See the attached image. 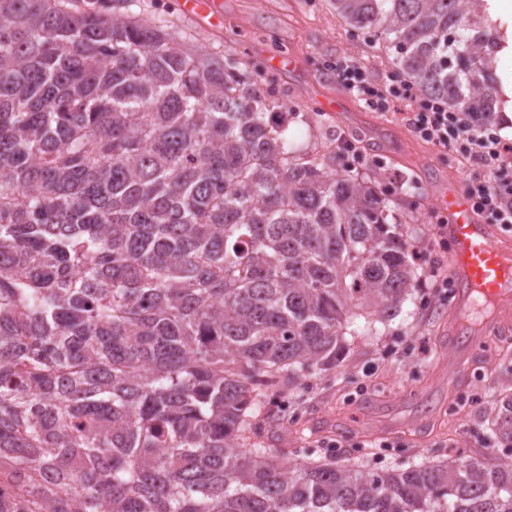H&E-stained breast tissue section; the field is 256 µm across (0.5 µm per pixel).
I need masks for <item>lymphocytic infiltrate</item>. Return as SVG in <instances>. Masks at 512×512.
Here are the masks:
<instances>
[{
  "label": "lymphocytic infiltrate",
  "mask_w": 512,
  "mask_h": 512,
  "mask_svg": "<svg viewBox=\"0 0 512 512\" xmlns=\"http://www.w3.org/2000/svg\"><path fill=\"white\" fill-rule=\"evenodd\" d=\"M336 79L366 104L405 106L412 132L441 151L468 156L473 169L466 180V194L487 223L512 226V143L499 133L500 123L475 122L471 113L452 112L435 99L419 97L404 77L379 84L368 79L353 58L336 64Z\"/></svg>",
  "instance_id": "1"
}]
</instances>
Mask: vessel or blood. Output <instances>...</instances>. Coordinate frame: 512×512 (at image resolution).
Segmentation results:
<instances>
[{
  "instance_id": "vessel-or-blood-1",
  "label": "vessel or blood",
  "mask_w": 512,
  "mask_h": 512,
  "mask_svg": "<svg viewBox=\"0 0 512 512\" xmlns=\"http://www.w3.org/2000/svg\"><path fill=\"white\" fill-rule=\"evenodd\" d=\"M181 11L206 27L224 25L220 0H180ZM448 214L438 232L450 246V277L456 288L453 329L465 348L477 345L470 315L477 299L496 306L512 302V249L501 241L494 225L479 217L467 195L449 191L442 201Z\"/></svg>"
}]
</instances>
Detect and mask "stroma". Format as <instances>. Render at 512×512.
I'll return each instance as SVG.
<instances>
[{
	"mask_svg": "<svg viewBox=\"0 0 512 512\" xmlns=\"http://www.w3.org/2000/svg\"><path fill=\"white\" fill-rule=\"evenodd\" d=\"M222 2L220 30L186 18L179 0H133L131 10L166 17L172 34L203 43L211 52L256 63L260 91L275 87L285 105L323 114L318 128L290 123L295 143L318 155L333 144L340 169H358L369 160L388 180H409L406 200L419 219L421 303H405L376 336L364 335L363 320H356L359 336L348 372L317 376L285 398L299 424L281 432V443L300 457L336 442L343 458L375 470L405 468L422 456L503 454L487 413L512 391V313L501 316L504 333L485 336L495 353L475 354L467 379L457 380L454 353L444 339L454 290L434 285L449 275V245L437 231L443 213L436 201L448 189L464 190L471 162L420 140L401 114L367 106L337 83L332 69L343 56L355 58L380 82L392 76L394 67L385 43L350 37L331 0ZM282 54L295 60L294 69L275 68L274 59ZM326 102L335 103V111L323 112ZM383 441L391 451L379 458L370 455V448Z\"/></svg>",
	"mask_w": 512,
	"mask_h": 512,
	"instance_id": "obj_1",
	"label": "stroma"
}]
</instances>
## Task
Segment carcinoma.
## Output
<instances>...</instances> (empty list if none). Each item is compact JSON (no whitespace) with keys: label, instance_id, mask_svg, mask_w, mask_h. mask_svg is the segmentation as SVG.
Here are the masks:
<instances>
[{"label":"carcinoma","instance_id":"obj_1","mask_svg":"<svg viewBox=\"0 0 512 512\" xmlns=\"http://www.w3.org/2000/svg\"><path fill=\"white\" fill-rule=\"evenodd\" d=\"M334 2L424 96L504 111L486 0ZM129 3L0 0V512H512V453L377 471L251 441L420 289L413 210ZM493 414L512 444L511 393Z\"/></svg>","mask_w":512,"mask_h":512}]
</instances>
